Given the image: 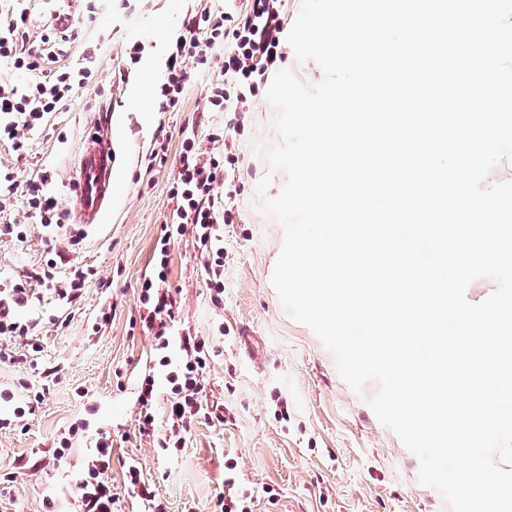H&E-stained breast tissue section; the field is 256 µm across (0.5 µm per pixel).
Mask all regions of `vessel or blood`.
Listing matches in <instances>:
<instances>
[{"label":"vessel or blood","mask_w":512,"mask_h":512,"mask_svg":"<svg viewBox=\"0 0 512 512\" xmlns=\"http://www.w3.org/2000/svg\"><path fill=\"white\" fill-rule=\"evenodd\" d=\"M115 161L112 118L107 115L84 140L76 162L78 178L69 205L78 223L85 227L101 224L112 207Z\"/></svg>","instance_id":"vessel-or-blood-1"}]
</instances>
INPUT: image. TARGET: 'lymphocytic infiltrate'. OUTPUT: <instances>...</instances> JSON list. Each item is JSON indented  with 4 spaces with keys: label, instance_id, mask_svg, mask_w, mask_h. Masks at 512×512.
<instances>
[{
    "label": "lymphocytic infiltrate",
    "instance_id": "f902f5d3",
    "mask_svg": "<svg viewBox=\"0 0 512 512\" xmlns=\"http://www.w3.org/2000/svg\"><path fill=\"white\" fill-rule=\"evenodd\" d=\"M28 11L16 4L9 20L0 23V63L8 75L0 79V140L11 141L15 151H26L31 135L42 130L45 116L59 111L86 87L92 77L89 67H57L54 48L73 38L78 16L58 12L54 26L45 30L39 44H28ZM282 0H247L245 11H213L202 7L184 22L172 43L157 103L164 112L179 111L188 83L187 60L205 68H217L225 80L206 91L209 108L215 112H244L257 100L267 71L282 59L284 49ZM232 141H225L219 155H205L194 134L182 130L179 165L172 175L170 193L176 201L177 221L161 227L159 256L153 274L137 289L139 324L151 336L160 357L151 373L138 383V434L161 452L171 454L185 446L191 423L199 418L224 422L226 408L204 404V375L216 343L207 336L187 335L178 344L170 336L179 314L181 292L172 286L170 246L190 237L202 260L205 286L212 303L224 300V227L235 213L224 194L226 167L234 163ZM22 194L31 217L27 224H8L1 232L24 241L28 233H53L66 214L59 206L48 179L18 186L13 172L0 171V204ZM33 291L28 281H10L0 286V363L21 361L22 350L39 351L32 337L37 324L23 319ZM112 467V434L96 429L93 449L81 469L76 486L75 512H112L115 498L107 480Z\"/></svg>",
    "mask_w": 512,
    "mask_h": 512
}]
</instances>
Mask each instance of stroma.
Instances as JSON below:
<instances>
[{
	"label": "stroma",
	"instance_id": "obj_1",
	"mask_svg": "<svg viewBox=\"0 0 512 512\" xmlns=\"http://www.w3.org/2000/svg\"><path fill=\"white\" fill-rule=\"evenodd\" d=\"M82 19L74 40L63 44L59 66L91 61L93 79L59 111L47 115L29 153L17 155L0 141V166L12 169L19 184L51 178L68 195L75 162L86 133L101 113L111 112L116 137L115 196L105 224L87 230L80 249L68 250L75 218L48 238L34 233L24 242L0 237V279L31 277L33 303L24 318L37 320L34 336L42 351L37 366L0 364V388L44 391L45 400L25 427L0 429V512H73L76 488L71 474L87 455L84 442L68 452L66 464L53 457L64 429L87 406L97 413L93 427L114 438L109 474L118 512H131L123 480L128 464L139 463L146 481L168 504V512H191L224 490V468L237 467L241 488L269 487L276 502L261 497L254 512H450L444 496L418 480L419 460L398 436L379 422L368 400L375 382L354 391L339 375L332 354L313 331L285 312L271 284L284 241V228L260 208L256 185L271 175L269 195L284 184L270 173L266 150L280 141L276 111L260 98L234 136L237 162L230 180L235 223L224 227V301L213 304L191 241L171 249L169 278L181 290L176 329L201 336L222 335L219 354L205 377L208 401L222 402L233 418L218 424L195 420L184 449L158 453L137 432V375L153 356L151 341L130 331L141 279L154 268L161 224L175 222L170 176L178 166V134L190 127L202 151L219 153V134L231 115L214 112L205 91L214 72L188 63L190 81L182 108L162 112L155 94L165 60L186 15L200 0H65ZM144 44L138 64L126 63L131 39ZM127 68L118 79L119 68ZM170 137L165 164L147 168L146 155L160 134ZM65 279L76 267L92 269L80 304L61 306L35 276L48 260ZM109 288H102V281ZM114 316L100 333L90 328L102 302ZM250 325L264 352L255 363L236 340V328Z\"/></svg>",
	"mask_w": 512,
	"mask_h": 512
}]
</instances>
